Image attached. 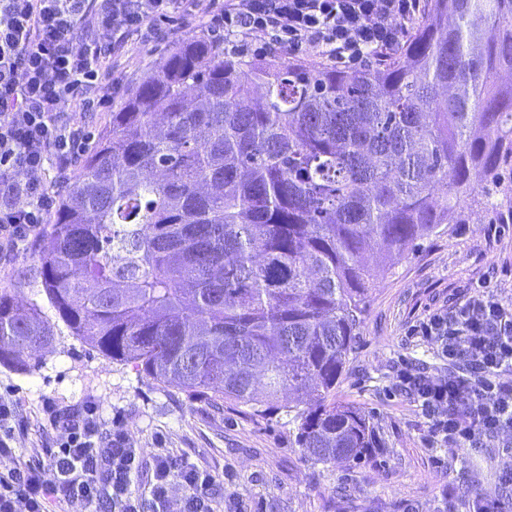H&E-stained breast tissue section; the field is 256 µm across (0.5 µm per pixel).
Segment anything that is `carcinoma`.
<instances>
[{
	"instance_id": "cac0c4a2",
	"label": "carcinoma",
	"mask_w": 512,
	"mask_h": 512,
	"mask_svg": "<svg viewBox=\"0 0 512 512\" xmlns=\"http://www.w3.org/2000/svg\"><path fill=\"white\" fill-rule=\"evenodd\" d=\"M512 0H427L371 69L224 53L204 33L112 109L39 248L71 334L181 390L297 409L315 463L379 447L336 405L368 291L464 207L512 202ZM55 326L0 291V363Z\"/></svg>"
}]
</instances>
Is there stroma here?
<instances>
[{
  "label": "stroma",
  "mask_w": 512,
  "mask_h": 512,
  "mask_svg": "<svg viewBox=\"0 0 512 512\" xmlns=\"http://www.w3.org/2000/svg\"><path fill=\"white\" fill-rule=\"evenodd\" d=\"M172 47L130 38L111 60L121 93ZM465 215V223L419 241L380 273L368 294L355 352L336 387L337 404L369 414L380 440L359 464L313 463L294 442L297 424L288 412L255 416L231 401L158 383L82 343L60 321L34 368L0 364V395L17 402L23 425L17 447H53L61 433L50 427L44 402L68 413L88 396L136 447L167 448L223 473L212 490L215 501L237 497L244 512H473L477 499H499L512 469V434L473 448H428L420 410L396 379L405 365L448 371L435 346L410 333L425 308L452 305L486 281L512 300V223L495 233L497 211L470 205ZM36 254L28 249L0 266V289L20 304H42L54 319Z\"/></svg>",
  "instance_id": "stroma-1"
}]
</instances>
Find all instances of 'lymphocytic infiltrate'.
Here are the masks:
<instances>
[{"label": "lymphocytic infiltrate", "mask_w": 512, "mask_h": 512, "mask_svg": "<svg viewBox=\"0 0 512 512\" xmlns=\"http://www.w3.org/2000/svg\"><path fill=\"white\" fill-rule=\"evenodd\" d=\"M425 0H0V262L39 234L53 198L48 169L74 168L86 138L67 108L107 100L109 60L131 37H159L156 20L202 15L229 52L381 64L399 53ZM414 335L465 376L397 375L421 409L433 448H469L512 431V302L482 291L453 309H427ZM14 402L0 398V512H216L220 476L163 448L146 453L98 406L49 410L64 436L43 455L14 447ZM150 468L147 487L136 479ZM180 499H172L173 485Z\"/></svg>", "instance_id": "lymphocytic-infiltrate-1"}]
</instances>
